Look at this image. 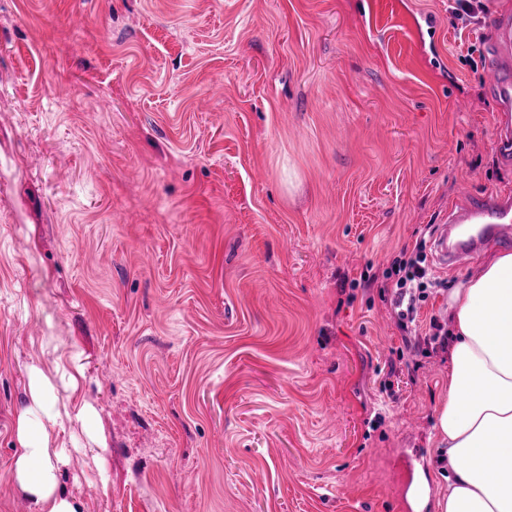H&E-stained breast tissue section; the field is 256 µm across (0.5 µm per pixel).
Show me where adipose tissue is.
I'll list each match as a JSON object with an SVG mask.
<instances>
[{
  "label": "adipose tissue",
  "mask_w": 512,
  "mask_h": 512,
  "mask_svg": "<svg viewBox=\"0 0 512 512\" xmlns=\"http://www.w3.org/2000/svg\"><path fill=\"white\" fill-rule=\"evenodd\" d=\"M448 397L434 425L448 461V494L439 512H512V253L489 257L448 303ZM31 403L16 420L21 448L13 478L31 512H79L59 487L66 452L48 426L94 412L59 407L51 380L29 374Z\"/></svg>",
  "instance_id": "obj_1"
}]
</instances>
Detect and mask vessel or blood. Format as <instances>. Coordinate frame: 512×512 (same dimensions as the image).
<instances>
[{"mask_svg": "<svg viewBox=\"0 0 512 512\" xmlns=\"http://www.w3.org/2000/svg\"><path fill=\"white\" fill-rule=\"evenodd\" d=\"M495 44L500 51L493 92L500 112L501 133L496 148L503 156L512 155V14L494 18ZM491 247H512V194L465 196L450 206L448 216L435 236L439 265L456 268Z\"/></svg>", "mask_w": 512, "mask_h": 512, "instance_id": "b4317fda", "label": "vessel or blood"}]
</instances>
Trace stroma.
Instances as JSON below:
<instances>
[{
	"instance_id": "stroma-1",
	"label": "stroma",
	"mask_w": 512,
	"mask_h": 512,
	"mask_svg": "<svg viewBox=\"0 0 512 512\" xmlns=\"http://www.w3.org/2000/svg\"><path fill=\"white\" fill-rule=\"evenodd\" d=\"M482 2L0 0V512L33 365L82 512H412L448 351L358 282L512 192Z\"/></svg>"
}]
</instances>
